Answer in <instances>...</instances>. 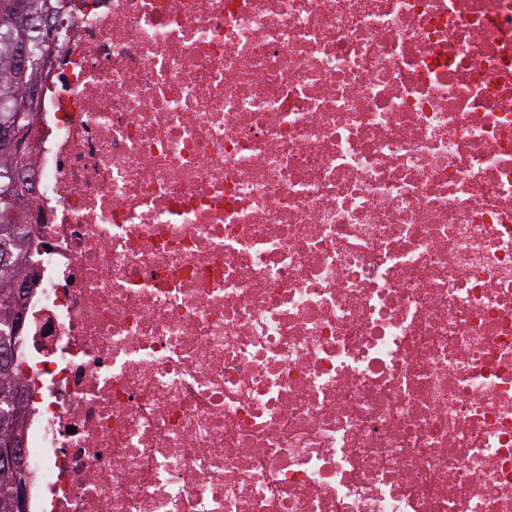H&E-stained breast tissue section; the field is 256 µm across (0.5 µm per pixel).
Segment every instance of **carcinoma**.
<instances>
[{
	"mask_svg": "<svg viewBox=\"0 0 512 512\" xmlns=\"http://www.w3.org/2000/svg\"><path fill=\"white\" fill-rule=\"evenodd\" d=\"M10 0H0V99L8 98L11 104L20 106L26 102L27 82L3 64L1 58L7 47L24 44L32 52H39L41 42L35 31V21L31 12H16L8 7ZM19 160L0 152V217L16 210L25 211L27 188L22 184L12 187L13 169ZM6 247L14 253L16 262L10 266H0V343L9 342L13 348L19 347L20 334L7 325L13 302L14 283L27 270L31 243L21 237V225L11 223L0 231V248ZM22 392V386L16 381V371L0 370V419L10 414L16 427L20 428L27 414L23 405L12 403V394ZM25 483L22 464H17L9 472L0 471V512H14L13 490L17 484Z\"/></svg>",
	"mask_w": 512,
	"mask_h": 512,
	"instance_id": "carcinoma-1",
	"label": "carcinoma"
}]
</instances>
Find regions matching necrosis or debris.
I'll return each instance as SVG.
<instances>
[{"label": "necrosis or debris", "mask_w": 512, "mask_h": 512, "mask_svg": "<svg viewBox=\"0 0 512 512\" xmlns=\"http://www.w3.org/2000/svg\"><path fill=\"white\" fill-rule=\"evenodd\" d=\"M68 18L29 512H512V0Z\"/></svg>", "instance_id": "necrosis-or-debris-1"}]
</instances>
